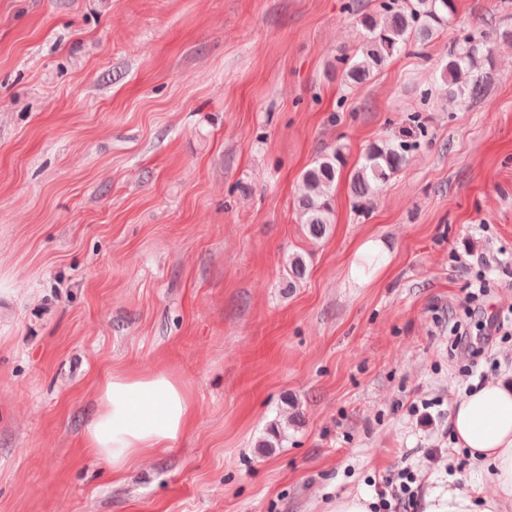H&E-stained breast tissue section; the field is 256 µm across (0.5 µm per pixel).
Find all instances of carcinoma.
I'll return each instance as SVG.
<instances>
[{"label": "carcinoma", "instance_id": "obj_1", "mask_svg": "<svg viewBox=\"0 0 512 512\" xmlns=\"http://www.w3.org/2000/svg\"><path fill=\"white\" fill-rule=\"evenodd\" d=\"M346 9L364 30L354 56L337 58L341 80L350 86L365 83L407 47L426 46L450 27L456 14L455 0H380L371 12L363 10L359 0H348ZM489 62L491 47L485 33L474 30L457 39L440 74L448 94L464 101L483 97L488 80L483 68ZM412 147L408 140H382L366 150L351 177L357 209H365L375 191L401 171ZM342 165V148L333 147L302 174L304 191L298 200V213L312 240L329 234L333 190ZM288 272L297 280L305 277L307 264L302 255L289 256Z\"/></svg>", "mask_w": 512, "mask_h": 512}]
</instances>
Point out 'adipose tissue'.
<instances>
[{
    "label": "adipose tissue",
    "mask_w": 512,
    "mask_h": 512,
    "mask_svg": "<svg viewBox=\"0 0 512 512\" xmlns=\"http://www.w3.org/2000/svg\"><path fill=\"white\" fill-rule=\"evenodd\" d=\"M101 401L84 448L118 481L138 461L173 447L194 416L186 388L164 371L112 372L101 385ZM449 425L457 447L481 465L486 489L425 497V512H512V381L492 379L467 392Z\"/></svg>",
    "instance_id": "1"
}]
</instances>
